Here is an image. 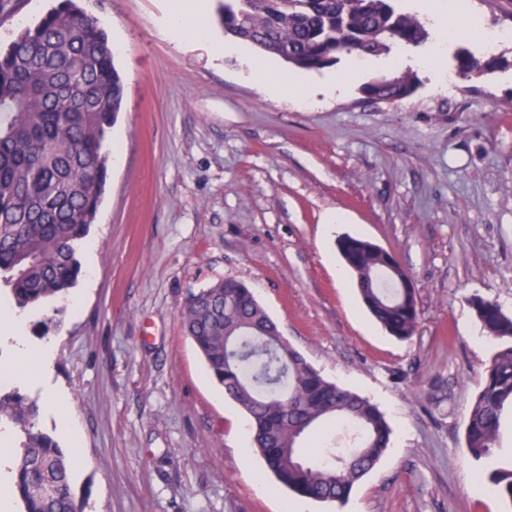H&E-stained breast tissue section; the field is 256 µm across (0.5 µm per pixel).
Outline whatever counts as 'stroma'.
<instances>
[{
	"label": "stroma",
	"mask_w": 512,
	"mask_h": 512,
	"mask_svg": "<svg viewBox=\"0 0 512 512\" xmlns=\"http://www.w3.org/2000/svg\"><path fill=\"white\" fill-rule=\"evenodd\" d=\"M58 0H7L0 47ZM115 51L123 110L106 143L109 178L80 253L65 321L51 308L20 312L39 366L20 374L0 344V390L36 403L39 429L75 464L83 512H284L298 499L251 451L246 417L205 375L184 335L191 293L235 278L252 288L283 336L329 380L385 413L392 440L343 508L309 512H506L476 470L512 461L504 418L491 462L473 461L465 429L492 349L470 300L512 315V40L487 49L448 42L416 66L399 102L362 86L425 48L346 55L303 72L313 88L344 89L305 105L272 96L254 75L291 74L280 58L210 35L173 40L171 0H80ZM512 28V0H461L451 22ZM461 48L494 53L497 68L465 78ZM340 222L328 225L330 216ZM345 235L391 250L420 305L414 336L398 341L337 278ZM19 429L0 439V512H21L11 470ZM268 489L257 494L256 478Z\"/></svg>",
	"instance_id": "obj_1"
}]
</instances>
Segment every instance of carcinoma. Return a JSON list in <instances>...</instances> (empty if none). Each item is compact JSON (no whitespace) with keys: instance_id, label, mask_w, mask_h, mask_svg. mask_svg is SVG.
I'll return each instance as SVG.
<instances>
[{"instance_id":"cac0c4a2","label":"carcinoma","mask_w":512,"mask_h":512,"mask_svg":"<svg viewBox=\"0 0 512 512\" xmlns=\"http://www.w3.org/2000/svg\"><path fill=\"white\" fill-rule=\"evenodd\" d=\"M218 19L224 36L308 71L353 52L388 55L428 39L393 0H222ZM454 62L462 76L495 66L494 58L467 50ZM417 81L409 68L380 74L362 91L396 102ZM124 97L108 37L77 0H59L0 49V286L20 310L53 302L78 282V253L108 179L104 143ZM338 250L376 322L399 340L410 338L420 309L414 290L399 287L410 275L397 257L351 236ZM473 309L495 348L468 409L466 445L480 462L491 458L512 412V315L483 298ZM180 318L209 377L247 416L253 447L275 480L302 498L345 503L389 447L392 429L379 406L325 378L288 343H275L277 324L240 280L191 294ZM34 416L20 393L0 394V422L21 427L13 490L22 512H82L71 487L73 461ZM331 421L344 425L343 447L306 458L301 442ZM488 479L512 507V464L493 468Z\"/></svg>"}]
</instances>
